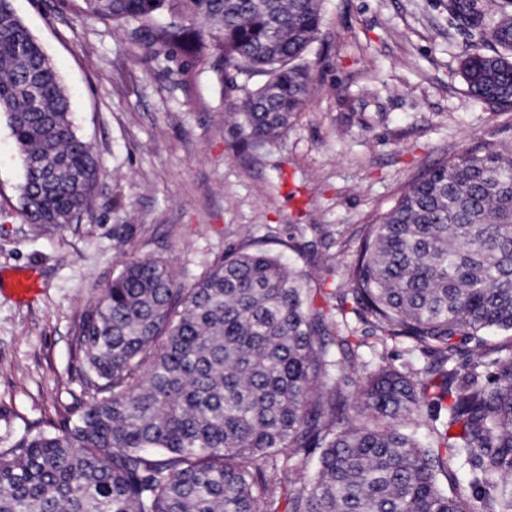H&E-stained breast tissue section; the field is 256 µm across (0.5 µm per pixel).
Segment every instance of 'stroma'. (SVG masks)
Returning <instances> with one entry per match:
<instances>
[{
	"label": "stroma",
	"mask_w": 512,
	"mask_h": 512,
	"mask_svg": "<svg viewBox=\"0 0 512 512\" xmlns=\"http://www.w3.org/2000/svg\"><path fill=\"white\" fill-rule=\"evenodd\" d=\"M446 3L324 0L312 94L257 160L206 62L135 58L125 31L83 16L78 0H11L70 88L75 132L101 167L91 217L32 223L0 113V452L92 402L75 330L129 259L165 260L188 287L224 254L260 248L333 309L365 225L417 177L480 145L512 147V111L467 93L460 51L473 32ZM22 272L36 282L26 300L12 288ZM347 323L356 370L412 359L408 344L380 346L369 325Z\"/></svg>",
	"instance_id": "35a3bbf8"
}]
</instances>
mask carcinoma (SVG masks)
Segmentation results:
<instances>
[{
	"mask_svg": "<svg viewBox=\"0 0 512 512\" xmlns=\"http://www.w3.org/2000/svg\"><path fill=\"white\" fill-rule=\"evenodd\" d=\"M82 2L142 60L183 50L222 89L259 79L234 112L256 158L308 101L321 0ZM447 7L490 32L463 49L469 95L512 110V0L490 16L479 0ZM70 94L0 0V112L35 224L91 211L98 162ZM347 283L381 343L434 360L348 370L331 310L263 251L224 256L190 288L164 260L127 261L76 331L95 402L0 453V512H512V349L457 361L460 343L512 333V149L428 169L370 225ZM314 458L282 499L279 475Z\"/></svg>",
	"mask_w": 512,
	"mask_h": 512,
	"instance_id": "1",
	"label": "carcinoma"
}]
</instances>
